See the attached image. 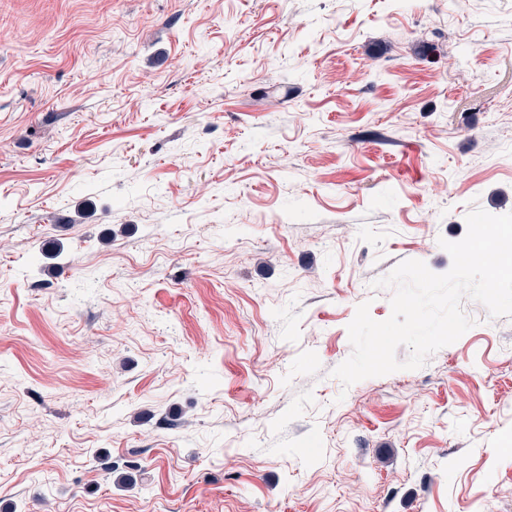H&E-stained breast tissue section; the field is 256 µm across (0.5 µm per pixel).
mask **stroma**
Returning a JSON list of instances; mask_svg holds the SVG:
<instances>
[{
	"instance_id": "obj_1",
	"label": "stroma",
	"mask_w": 512,
	"mask_h": 512,
	"mask_svg": "<svg viewBox=\"0 0 512 512\" xmlns=\"http://www.w3.org/2000/svg\"><path fill=\"white\" fill-rule=\"evenodd\" d=\"M512 213V0H0V512H512V317L334 369Z\"/></svg>"
}]
</instances>
